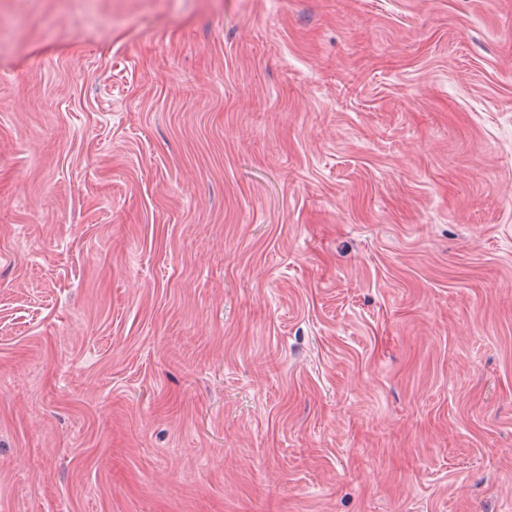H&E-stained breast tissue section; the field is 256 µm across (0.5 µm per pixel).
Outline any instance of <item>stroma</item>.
Listing matches in <instances>:
<instances>
[{"mask_svg": "<svg viewBox=\"0 0 512 512\" xmlns=\"http://www.w3.org/2000/svg\"><path fill=\"white\" fill-rule=\"evenodd\" d=\"M0 512H512V0H0Z\"/></svg>", "mask_w": 512, "mask_h": 512, "instance_id": "1", "label": "stroma"}]
</instances>
